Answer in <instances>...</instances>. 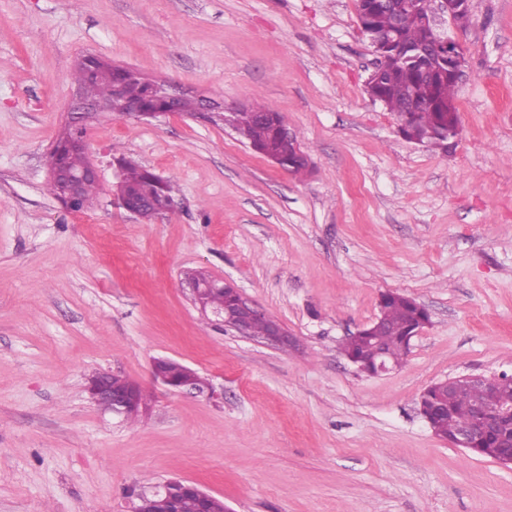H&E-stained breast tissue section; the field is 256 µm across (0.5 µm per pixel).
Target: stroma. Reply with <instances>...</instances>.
Masks as SVG:
<instances>
[{"label": "stroma", "mask_w": 512, "mask_h": 512, "mask_svg": "<svg viewBox=\"0 0 512 512\" xmlns=\"http://www.w3.org/2000/svg\"><path fill=\"white\" fill-rule=\"evenodd\" d=\"M470 5L444 154L366 94L356 0H0V512H133L171 479L229 512H512V467L451 447L418 410L432 383L512 374V0ZM89 54L273 105L311 171L186 114L104 115L86 136L99 194L66 210L49 153ZM116 148L173 182V213L115 204ZM191 270L240 289L288 347L206 319ZM386 292L431 322L370 376L340 346ZM162 357L210 392L160 385ZM97 372L145 390L147 410H101Z\"/></svg>", "instance_id": "stroma-1"}]
</instances>
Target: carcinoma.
I'll return each instance as SVG.
<instances>
[{"label":"carcinoma","instance_id":"carcinoma-1","mask_svg":"<svg viewBox=\"0 0 512 512\" xmlns=\"http://www.w3.org/2000/svg\"><path fill=\"white\" fill-rule=\"evenodd\" d=\"M397 6L396 11L371 7L364 14L365 36L374 51L385 59L376 80L367 86V93L405 122L401 130L405 139H419L425 147L441 150L448 131L459 121L457 116H448V100L454 99L456 90V85L448 83V52L441 47L415 57L417 50L433 42V34L423 22L421 4L397 0ZM74 79L85 100L97 105L110 101L112 113L117 115L134 104H155L151 87L137 70L119 75L93 55L78 62ZM282 122V116L270 105L249 106L224 113L223 127L280 168L298 175L307 170V164L288 155L280 136ZM79 138L80 133L66 126L55 142L58 162L70 171L82 169L87 162V149L74 145ZM124 180L130 200L135 203L151 201L156 209L174 203L173 186L135 162L124 161ZM380 307L391 334L380 337L379 343L387 349L391 360L400 363L407 354V335L421 329L429 315L424 307L400 293L382 295ZM481 397V390L468 384L448 394L446 403L439 400L435 391H428L423 398L434 409L432 430L445 439L472 423L477 418L475 403Z\"/></svg>","mask_w":512,"mask_h":512}]
</instances>
